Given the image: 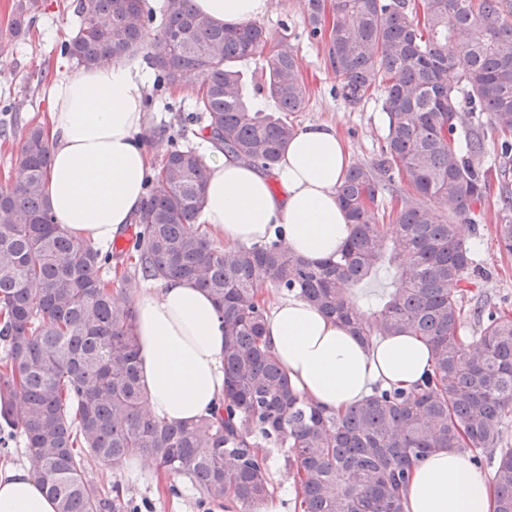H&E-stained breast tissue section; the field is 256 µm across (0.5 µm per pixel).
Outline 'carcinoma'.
Masks as SVG:
<instances>
[{
    "label": "carcinoma",
    "mask_w": 512,
    "mask_h": 512,
    "mask_svg": "<svg viewBox=\"0 0 512 512\" xmlns=\"http://www.w3.org/2000/svg\"><path fill=\"white\" fill-rule=\"evenodd\" d=\"M38 0H19L11 26L29 31ZM61 51L81 69L146 51L156 89L200 81L184 130L264 170L294 136L288 114L308 88L298 58L255 21L220 24L192 0H78ZM309 36L328 46L350 105L382 96L380 159L349 168L339 200L355 229L320 263L277 240L234 248L197 224L207 181L197 145L171 143L125 247L77 241L55 224L44 196L51 147L39 125L20 135L15 181L0 188V450L21 440L29 468L57 512H142L146 505L87 479L91 461L153 458L185 475L198 502L249 512L274 492L269 446L281 452L299 512H404L413 466L434 448H460L475 465L498 452L496 512H512V314L483 304L460 334L474 250L459 223L498 188L497 241L512 255V0H306ZM270 48L265 69L233 63ZM272 102L270 110L266 102ZM494 135L503 161L487 164ZM394 223H378L395 181ZM142 279H191L224 326V403L209 417L172 423L148 408L135 313L123 259ZM385 270L393 288L368 314L352 287ZM294 292L362 343L379 334L424 339L433 373L414 391L378 389L342 414L300 399L267 349L261 289Z\"/></svg>",
    "instance_id": "carcinoma-1"
}]
</instances>
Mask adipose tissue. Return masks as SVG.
<instances>
[{
    "label": "adipose tissue",
    "mask_w": 512,
    "mask_h": 512,
    "mask_svg": "<svg viewBox=\"0 0 512 512\" xmlns=\"http://www.w3.org/2000/svg\"><path fill=\"white\" fill-rule=\"evenodd\" d=\"M227 24L265 15L270 0H193ZM146 80L115 62L57 84L47 123L53 163L44 184L54 221L73 239L105 244L140 210L150 154ZM202 209L211 240L233 247L280 233L291 253L334 256L352 226L338 191L351 165L336 129L309 124L271 172L211 150ZM142 383L150 410L170 422L214 413L224 396V328L209 295L187 279L163 281L135 301ZM264 340L293 388L341 413L375 389H412L433 365L430 347L407 333L361 344L313 304L286 294L270 306ZM0 512H57L27 465L0 469ZM405 512H495L489 479L457 448L434 449L413 470Z\"/></svg>",
    "instance_id": "ef3b65f1"
}]
</instances>
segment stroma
Wrapping results in <instances>:
<instances>
[{
	"label": "stroma",
	"instance_id": "obj_1",
	"mask_svg": "<svg viewBox=\"0 0 512 512\" xmlns=\"http://www.w3.org/2000/svg\"><path fill=\"white\" fill-rule=\"evenodd\" d=\"M18 0H0V46L8 55L0 57V185L14 181L19 166L20 129L33 123L46 125L51 86L74 74L72 60L61 55L60 47L74 33L77 20L72 0H40L29 33L14 36L11 19ZM263 26L273 40H285L293 48L300 64V75L307 83L309 96L302 111L289 114L295 129L311 123L334 125L347 145L355 163L369 165L379 157L383 137V114L379 94L366 96L357 105H349L337 93L338 82L330 67L325 44L310 42L306 35L304 0H271ZM194 95L192 86L160 93L155 87L146 91L145 110L151 126L167 125L170 135L177 134L180 107L188 106ZM473 223L461 226L466 240L476 245L474 259L482 268L469 289L473 298L512 310V256L499 252L496 245L498 201L496 194L473 209ZM95 484H120L134 498L148 499L152 512H224L223 505H199L180 482V494L168 492V477L159 472H144L117 465L92 463L86 470Z\"/></svg>",
	"mask_w": 512,
	"mask_h": 512
}]
</instances>
